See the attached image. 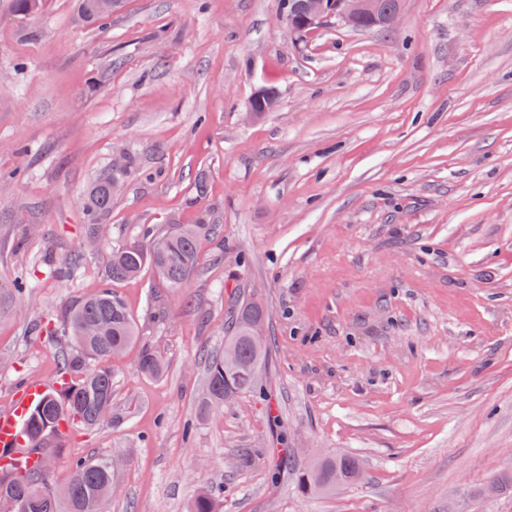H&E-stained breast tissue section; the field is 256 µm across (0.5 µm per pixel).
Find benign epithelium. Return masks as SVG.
Returning <instances> with one entry per match:
<instances>
[{
  "label": "benign epithelium",
  "instance_id": "benign-epithelium-1",
  "mask_svg": "<svg viewBox=\"0 0 512 512\" xmlns=\"http://www.w3.org/2000/svg\"><path fill=\"white\" fill-rule=\"evenodd\" d=\"M402 0H336V6L329 8L326 0H302V23H297L291 16L284 20L295 36L300 40L305 32L323 24L334 17L343 26L356 29L364 19H369L374 26L393 27L401 14Z\"/></svg>",
  "mask_w": 512,
  "mask_h": 512
}]
</instances>
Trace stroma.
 <instances>
[{
  "instance_id": "obj_1",
  "label": "stroma",
  "mask_w": 512,
  "mask_h": 512,
  "mask_svg": "<svg viewBox=\"0 0 512 512\" xmlns=\"http://www.w3.org/2000/svg\"><path fill=\"white\" fill-rule=\"evenodd\" d=\"M282 14L124 0L97 27L77 0L29 19L0 0V413L58 377L65 310L113 248L207 208L221 229L183 287L115 285L139 338L111 363L109 422L48 440L58 480L116 459L102 512H186L219 485L224 512H512V0H403L394 29L300 43ZM262 86L276 103L247 117ZM119 152L136 166L89 248L85 200ZM252 294L262 390L199 418L206 358ZM146 345L161 376L137 370ZM332 454L360 479L303 495Z\"/></svg>"
}]
</instances>
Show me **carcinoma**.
Here are the masks:
<instances>
[{
  "mask_svg": "<svg viewBox=\"0 0 512 512\" xmlns=\"http://www.w3.org/2000/svg\"><path fill=\"white\" fill-rule=\"evenodd\" d=\"M105 2L79 0V17L89 24H109L112 9ZM41 8L42 0H11V12L19 18L33 17ZM133 166L132 157L126 155L122 170L109 168L99 175L86 204L89 235L99 232L101 216L112 207V179H125ZM217 230L211 215L204 213L196 224L176 223L162 232H147L143 246L112 250L99 294L78 300L69 309L66 329L70 347L64 356L63 372L68 381L30 410L26 438L28 447L37 454L35 465L22 469L0 464V512H101L105 499L112 496L108 460H76L67 479L57 484L43 442L63 426L93 428L108 422L107 412L112 410L108 362L122 354L136 336L134 319L112 286L150 268L167 287H183L198 264L199 236ZM265 321L266 310L260 299L240 301L232 329L224 337V348L232 350L234 357L230 361L222 353L209 357L199 417L241 394L261 389L257 375L265 368L270 344L266 336L254 335V326H263ZM138 370L155 377L162 373L163 365L146 349ZM359 476L354 458L320 456L300 473L299 486L305 495H328L336 491V486ZM222 498L223 489L204 488L191 501L188 512H223Z\"/></svg>",
  "mask_w": 512,
  "mask_h": 512,
  "instance_id": "carcinoma-1",
  "label": "carcinoma"
}]
</instances>
